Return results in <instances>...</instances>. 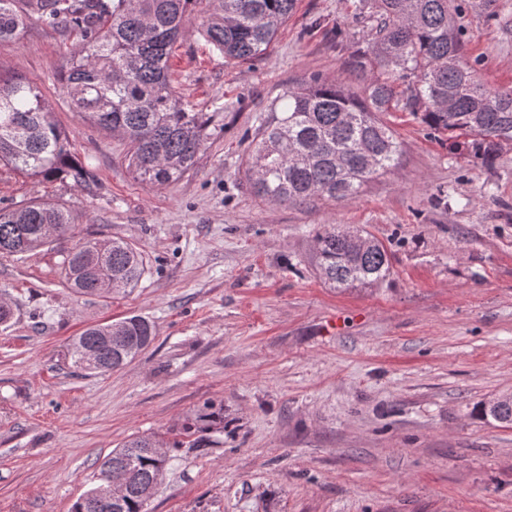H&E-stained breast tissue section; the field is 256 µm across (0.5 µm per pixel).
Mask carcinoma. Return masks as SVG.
Masks as SVG:
<instances>
[{
  "instance_id": "cac0c4a2",
  "label": "carcinoma",
  "mask_w": 512,
  "mask_h": 512,
  "mask_svg": "<svg viewBox=\"0 0 512 512\" xmlns=\"http://www.w3.org/2000/svg\"><path fill=\"white\" fill-rule=\"evenodd\" d=\"M206 3L204 35L224 57L262 56L294 12L297 0H0V49L12 46L31 19L77 32L62 89L72 111L129 144L128 168L141 181L165 185L190 169L207 138L211 118L190 112L170 82V56L185 34L184 17ZM452 0H371L374 25L349 65L365 79V98L333 81L288 90L282 116L264 131L249 184L268 202L315 198L349 200L376 175L397 167L401 145L379 114L410 112L475 162L493 163L512 142V88L481 82L468 65L451 9ZM44 181L72 180L89 189L97 178L78 161L71 142L40 89L0 77V166ZM70 212L52 202H23L0 210V254L43 247L51 236L74 230ZM356 233L328 225L316 234L317 267L333 288L366 287L384 280L391 256L376 239L356 250ZM68 287L106 297L136 287L146 273L142 254L124 240L83 238L63 257ZM155 325L132 315L86 328L70 356L86 372L124 366L155 339ZM512 424V397L481 405ZM224 432V406L207 404L183 428L192 448H205ZM152 435L135 436L112 450L97 483L71 512H142L143 498L161 484L169 458ZM125 476L121 499L102 501V476Z\"/></svg>"
}]
</instances>
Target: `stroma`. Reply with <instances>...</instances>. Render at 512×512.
I'll use <instances>...</instances> for the list:
<instances>
[{
	"label": "stroma",
	"instance_id": "35a3bbf8",
	"mask_svg": "<svg viewBox=\"0 0 512 512\" xmlns=\"http://www.w3.org/2000/svg\"><path fill=\"white\" fill-rule=\"evenodd\" d=\"M359 0H297L262 57L228 60L185 20L171 85L212 117L176 182L133 177L121 137L71 112L59 76L78 40L29 21L0 73L37 83L92 191L0 168V208L50 198L77 232L0 256V512H69L104 458L134 435L169 444L149 512H512V424L481 403L512 395V144L491 166L442 144L408 112L386 121L400 164L352 200L269 203L246 178L289 88L334 80L356 93L349 54L370 20ZM465 54L485 84L512 86V0L492 14L453 0ZM360 229L391 254L371 287L319 277L322 225ZM122 239L141 283L106 298L66 284L77 236ZM139 314L153 343L121 369L88 374L67 347L88 326ZM224 406L208 448L182 445L204 404Z\"/></svg>",
	"mask_w": 512,
	"mask_h": 512
}]
</instances>
